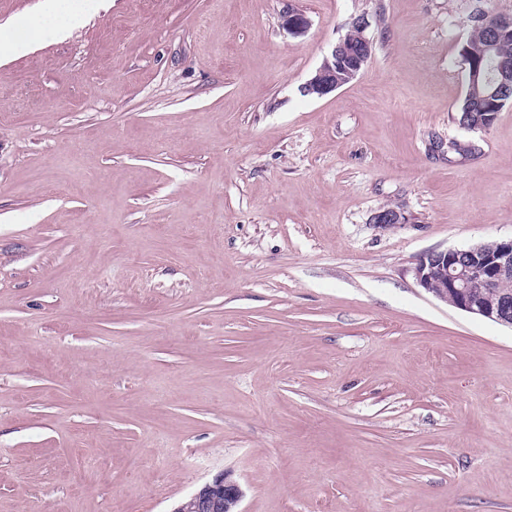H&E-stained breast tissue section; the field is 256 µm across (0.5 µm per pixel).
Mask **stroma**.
Here are the masks:
<instances>
[{"label":"stroma","mask_w":512,"mask_h":512,"mask_svg":"<svg viewBox=\"0 0 512 512\" xmlns=\"http://www.w3.org/2000/svg\"><path fill=\"white\" fill-rule=\"evenodd\" d=\"M43 2L0 0V512L222 471L243 512H512V329L412 273L512 237V103L456 120L512 0H104L61 40ZM360 15L367 65L303 95ZM487 15L480 9L474 10L468 17V26L470 29L469 37L463 45L461 52L467 66V88L463 102L459 108L458 122L461 126L472 127L475 124V117L469 112H484V124L479 122L478 129H487L491 126L494 113L498 114L508 104L512 97L493 98L495 101H488L484 98L491 91V87L486 83L484 75L492 64L490 53L487 51L488 31L484 23L479 20V15ZM480 69L479 77L476 78L475 70ZM509 70L508 66L502 61H495L490 67L486 79L489 83L494 82V75L497 71L504 72ZM505 100V103L496 104ZM468 112V113H467ZM497 114V116H498Z\"/></svg>","instance_id":"obj_1"}]
</instances>
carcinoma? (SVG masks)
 <instances>
[{
	"label": "carcinoma",
	"instance_id": "obj_1",
	"mask_svg": "<svg viewBox=\"0 0 512 512\" xmlns=\"http://www.w3.org/2000/svg\"><path fill=\"white\" fill-rule=\"evenodd\" d=\"M482 11L474 10L468 17L469 37L461 52L467 66V88L463 102L459 108L458 122L462 126L475 124L473 112H501L505 104H496L485 99L491 91L484 75L492 64V60L502 57L512 58V27L499 29L495 37V52L487 51L488 31L479 20Z\"/></svg>",
	"mask_w": 512,
	"mask_h": 512
}]
</instances>
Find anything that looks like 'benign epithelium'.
Listing matches in <instances>:
<instances>
[{
  "label": "benign epithelium",
  "instance_id": "obj_1",
  "mask_svg": "<svg viewBox=\"0 0 512 512\" xmlns=\"http://www.w3.org/2000/svg\"><path fill=\"white\" fill-rule=\"evenodd\" d=\"M370 53V44L364 43L359 55L352 59L345 46L337 43L302 85L301 92L320 98L341 88L336 82V69L356 73L366 66ZM373 220L386 226L401 224L404 217L388 207L376 212ZM414 278L435 299L512 328V294L497 291L503 283L512 281V238L429 252L416 263ZM243 497L240 484L230 473L222 472L195 490L173 512H241Z\"/></svg>",
  "mask_w": 512,
  "mask_h": 512
}]
</instances>
